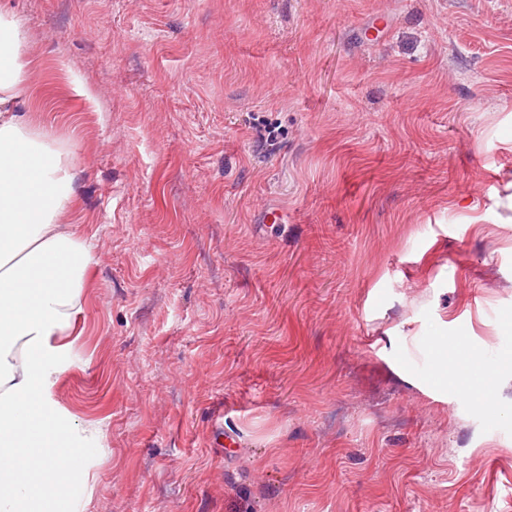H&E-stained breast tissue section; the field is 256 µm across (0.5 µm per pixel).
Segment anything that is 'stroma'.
<instances>
[{"label": "stroma", "mask_w": 512, "mask_h": 512, "mask_svg": "<svg viewBox=\"0 0 512 512\" xmlns=\"http://www.w3.org/2000/svg\"><path fill=\"white\" fill-rule=\"evenodd\" d=\"M0 4L97 256L85 512H512V0Z\"/></svg>", "instance_id": "1"}]
</instances>
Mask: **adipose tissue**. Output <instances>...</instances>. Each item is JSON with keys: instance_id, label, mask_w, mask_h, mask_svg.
<instances>
[{"instance_id": "1", "label": "adipose tissue", "mask_w": 512, "mask_h": 512, "mask_svg": "<svg viewBox=\"0 0 512 512\" xmlns=\"http://www.w3.org/2000/svg\"><path fill=\"white\" fill-rule=\"evenodd\" d=\"M24 34L0 5V512H83L92 434L54 398L93 246L62 223L68 155L21 108Z\"/></svg>"}]
</instances>
